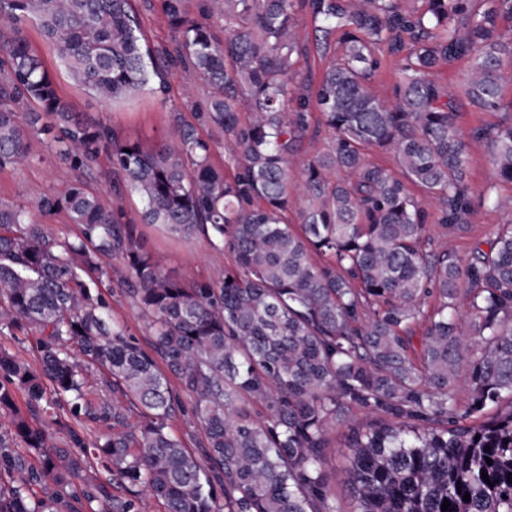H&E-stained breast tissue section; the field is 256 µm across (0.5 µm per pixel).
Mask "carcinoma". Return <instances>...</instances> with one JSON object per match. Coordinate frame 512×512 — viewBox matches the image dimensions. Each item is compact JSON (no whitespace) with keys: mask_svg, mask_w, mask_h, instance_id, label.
Segmentation results:
<instances>
[{"mask_svg":"<svg viewBox=\"0 0 512 512\" xmlns=\"http://www.w3.org/2000/svg\"><path fill=\"white\" fill-rule=\"evenodd\" d=\"M161 4L179 57L210 88L200 118L224 133L231 176L191 123L146 151L81 117L24 32L36 23L59 65L102 99L147 87L162 95L172 59L145 43L130 0H0V170L30 163L32 141L48 135L78 174L52 193L0 199V332L34 336L40 362L0 348V512L95 502L143 512L145 494L166 512H342L327 434L356 410L377 418L349 440L353 512H441L445 499L446 512H512V224L466 258L425 247L426 202L451 228L472 207L456 95L434 73L467 60L458 93L498 109L501 55L512 56L499 21L512 20V0H207L203 16L224 17L222 41L187 17L184 0ZM298 6L311 47L328 59L315 85L296 69L311 48ZM390 59L398 80L381 97L372 81ZM316 113L331 145L295 183ZM482 135L495 177L512 183V125ZM367 146L392 153L398 171L370 162ZM103 159L110 201L84 180ZM126 192L144 200L143 223L202 234L234 266L192 280L164 272L128 217ZM296 196L297 228L283 221ZM60 212L76 236L47 232ZM106 258L129 273L120 285L148 350L112 319ZM183 394L198 456L169 430ZM124 400L139 410L134 425L124 424ZM487 406L494 416L475 421ZM66 416L123 429L89 442ZM102 469L127 496L112 495Z\"/></svg>","mask_w":512,"mask_h":512,"instance_id":"1","label":"carcinoma"}]
</instances>
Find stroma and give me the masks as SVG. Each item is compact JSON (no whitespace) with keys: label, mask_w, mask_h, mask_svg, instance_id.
Masks as SVG:
<instances>
[{"label":"stroma","mask_w":512,"mask_h":512,"mask_svg":"<svg viewBox=\"0 0 512 512\" xmlns=\"http://www.w3.org/2000/svg\"><path fill=\"white\" fill-rule=\"evenodd\" d=\"M132 4L141 16L144 39L150 48L175 53L178 37L168 24L160 0H132ZM25 33L50 70L59 95L86 117L108 122L123 139L140 142L148 149L156 148L164 142L174 117L191 123L197 113L206 109L209 88L190 65L177 62L167 67L164 96L145 89L118 101H105L90 94L58 66L55 46L43 39L35 23H28ZM502 104V109L479 112L465 98L456 100L459 126L468 141L466 180L472 192V213L454 230L444 228L436 218H429L427 236L433 248L466 255L475 245L487 244L498 225L512 220V212L494 208L482 199L487 192L501 199L512 198V183L495 179L490 146L475 135L476 129L482 127L512 125V80L504 83ZM32 154L33 160L27 166L0 171V198L23 201L36 193L51 192L70 179V171L42 141H33ZM140 230L145 250L155 254L165 271L173 276L189 279L234 264L231 253L215 252L204 236L177 239L161 226L149 224L141 225ZM363 419L362 413H355L353 421L336 424L328 431L327 472L343 512H353L343 472L346 446L353 422Z\"/></svg>","instance_id":"1"}]
</instances>
